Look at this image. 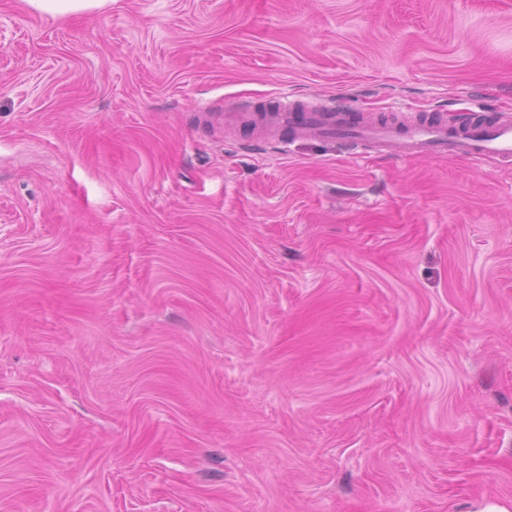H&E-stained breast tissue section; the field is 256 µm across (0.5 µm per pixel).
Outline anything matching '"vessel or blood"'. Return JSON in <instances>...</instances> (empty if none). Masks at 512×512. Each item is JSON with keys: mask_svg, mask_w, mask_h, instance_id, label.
<instances>
[{"mask_svg": "<svg viewBox=\"0 0 512 512\" xmlns=\"http://www.w3.org/2000/svg\"><path fill=\"white\" fill-rule=\"evenodd\" d=\"M268 111L269 119L261 121L260 126L282 148L293 138L350 135L373 143L380 150L403 156L453 153L512 160V123L508 121L492 124L475 121L459 131L444 122L425 120L409 123L402 130L395 125L360 123L353 119L350 107L342 103L308 107L281 96L274 98Z\"/></svg>", "mask_w": 512, "mask_h": 512, "instance_id": "vessel-or-blood-1", "label": "vessel or blood"}]
</instances>
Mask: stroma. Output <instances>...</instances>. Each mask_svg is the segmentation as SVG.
I'll return each instance as SVG.
<instances>
[{
  "label": "stroma",
  "instance_id": "1",
  "mask_svg": "<svg viewBox=\"0 0 512 512\" xmlns=\"http://www.w3.org/2000/svg\"><path fill=\"white\" fill-rule=\"evenodd\" d=\"M279 94L512 121V0H0V512L512 501V163ZM33 11L52 18H64L71 14L101 10L112 0H23ZM255 112L272 113L258 122L270 132L271 141L282 149L288 139L335 138L350 135L375 144L381 151L403 156H433L448 153L472 158L495 156L512 160V123L472 122L464 131L448 127L445 122L425 120L410 122L406 130L396 125H366L354 120L351 108L342 103H324L317 107L302 105L298 100L275 97L271 105Z\"/></svg>",
  "mask_w": 512,
  "mask_h": 512
}]
</instances>
